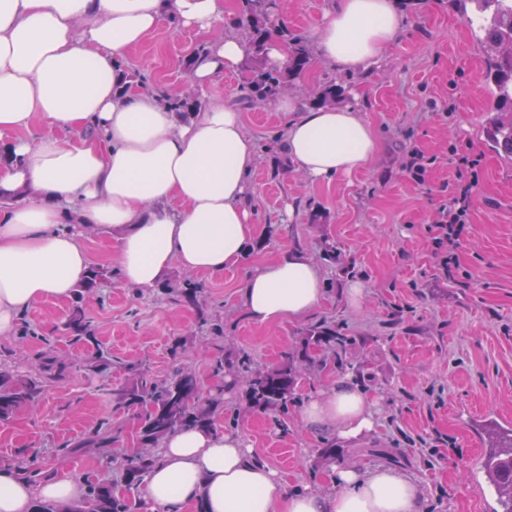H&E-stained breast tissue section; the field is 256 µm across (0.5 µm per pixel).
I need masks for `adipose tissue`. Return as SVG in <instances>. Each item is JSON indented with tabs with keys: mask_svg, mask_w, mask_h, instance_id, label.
Listing matches in <instances>:
<instances>
[{
	"mask_svg": "<svg viewBox=\"0 0 512 512\" xmlns=\"http://www.w3.org/2000/svg\"><path fill=\"white\" fill-rule=\"evenodd\" d=\"M210 39L190 74L208 90L245 53L230 0H0V335L18 312L70 299L91 265L81 225L111 232L123 282L156 288L172 266L220 274L257 234L249 204L257 150L241 112L211 101L182 117L134 87L124 64L163 18ZM402 28L394 0H335L311 35L319 60L346 72L377 64ZM291 113L284 149L314 181L368 167L379 141L349 107ZM51 127L30 142L25 130ZM323 272L289 250L246 278L242 305L255 324L300 319L324 299ZM310 427L345 443L375 427L353 380L336 381L301 410ZM236 434L187 428L169 437L144 483L151 507L204 512H425V492L394 468L334 469L333 492L287 488ZM82 488L66 479L34 483L0 467V512H33L37 501L68 503Z\"/></svg>",
	"mask_w": 512,
	"mask_h": 512,
	"instance_id": "obj_1",
	"label": "adipose tissue"
}]
</instances>
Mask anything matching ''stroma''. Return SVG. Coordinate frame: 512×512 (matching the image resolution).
Segmentation results:
<instances>
[{"mask_svg": "<svg viewBox=\"0 0 512 512\" xmlns=\"http://www.w3.org/2000/svg\"><path fill=\"white\" fill-rule=\"evenodd\" d=\"M293 29L310 34L332 0H276ZM400 36L379 63L346 73L312 61L289 89L308 104L327 80L343 95L337 104L360 110L375 128L381 151L369 167L331 181L313 182L291 170L283 150L287 113L244 100L240 74L225 73L215 93L243 115L258 150L251 174L257 236L247 253L220 275L172 266L166 277L201 284L202 298L224 320V339L201 332L195 311L163 288L142 293L127 287L108 236L88 235L93 265L111 270L86 298L89 317L112 354L105 373L72 371L55 381L35 405L0 423V467L27 458L39 468L79 484L115 479L111 451L83 442L103 421L123 431L124 449L136 445V422L115 410L112 391L127 378L130 362L158 377L172 374L173 343L191 366L200 396L224 391L218 431L240 435L254 457L278 469L289 486L332 489L333 466L388 465L410 475L427 493V512H503L489 487L486 432L512 420V165L486 144L484 126L492 106L484 81V56L457 0H398ZM203 41L196 31L163 20L125 64L135 79L165 93L188 81L185 62ZM430 158L424 180L403 163L410 151ZM481 157L479 182L470 203V224L455 250L459 266L446 272L434 243L439 206L454 179L452 152ZM294 203L286 215V203ZM336 241L335 260L320 250ZM298 249L323 271L324 302L310 316L259 326L242 308V286L253 269ZM364 288L352 306V285ZM65 302L47 299L18 313L13 335H0V354L20 374L41 370L45 357L82 361L90 347L72 342L62 321ZM336 322L353 341L354 359L298 379L297 404L287 425L274 416L245 410L242 381L213 374L217 359L248 352L256 365H277L303 332ZM352 378L369 395L374 430L338 443L334 430L312 429L300 419L302 404L330 383ZM332 448L335 461L319 451Z\"/></svg>", "mask_w": 512, "mask_h": 512, "instance_id": "35a3bbf8", "label": "stroma"}]
</instances>
